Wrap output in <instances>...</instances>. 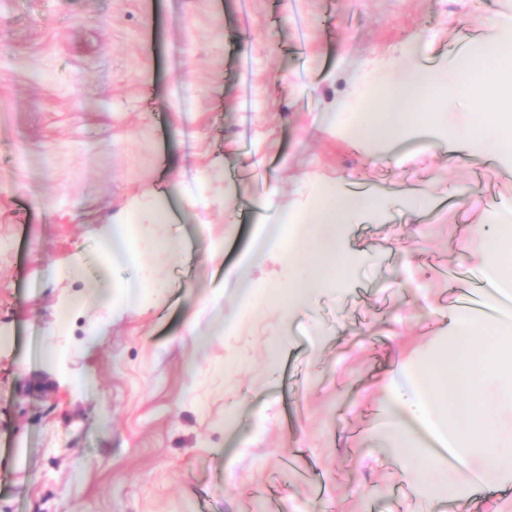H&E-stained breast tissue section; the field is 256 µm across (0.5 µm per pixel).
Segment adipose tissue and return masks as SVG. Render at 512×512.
Returning a JSON list of instances; mask_svg holds the SVG:
<instances>
[{"label":"adipose tissue","mask_w":512,"mask_h":512,"mask_svg":"<svg viewBox=\"0 0 512 512\" xmlns=\"http://www.w3.org/2000/svg\"><path fill=\"white\" fill-rule=\"evenodd\" d=\"M512 84V17L497 21L493 33L473 48L460 50L446 65L402 66L380 81L370 113L352 121L345 107L330 109L321 120L334 135L371 145L377 162L393 160L396 143L427 136L437 147L487 154L512 166V113L493 108L499 88ZM483 113L481 124L458 128L448 119L459 100ZM386 196L356 193L341 181L317 183L300 207L280 208L274 197L258 204L272 231L263 244L265 256L287 270V283L275 281L246 292L240 307L276 302L284 313L308 304L312 293L332 286L325 272L354 266L349 249L350 225L382 212ZM488 221L491 232L475 261L489 288L512 283V266L502 263L512 245V202H503ZM453 343L428 358L399 365L401 382L390 383L384 407L390 414L384 447L406 465L418 487H429L430 474L446 470L448 456L468 462L471 471L512 482V449H504L497 424L486 404L490 381L512 396V321L448 313Z\"/></svg>","instance_id":"ef3b65f1"}]
</instances>
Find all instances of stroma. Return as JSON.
I'll list each match as a JSON object with an SVG mask.
<instances>
[{
  "label": "stroma",
  "instance_id": "stroma-1",
  "mask_svg": "<svg viewBox=\"0 0 512 512\" xmlns=\"http://www.w3.org/2000/svg\"><path fill=\"white\" fill-rule=\"evenodd\" d=\"M505 15L512 0H0V512H459L374 431L397 365L443 344L512 171L422 144L375 163L318 121L368 100L405 43L441 65ZM316 178L393 199L353 227L349 286L198 343L216 289L239 310L227 271L255 201ZM177 181L211 197L209 230ZM147 192L175 219L137 225L146 299L113 314L104 222Z\"/></svg>",
  "mask_w": 512,
  "mask_h": 512
}]
</instances>
